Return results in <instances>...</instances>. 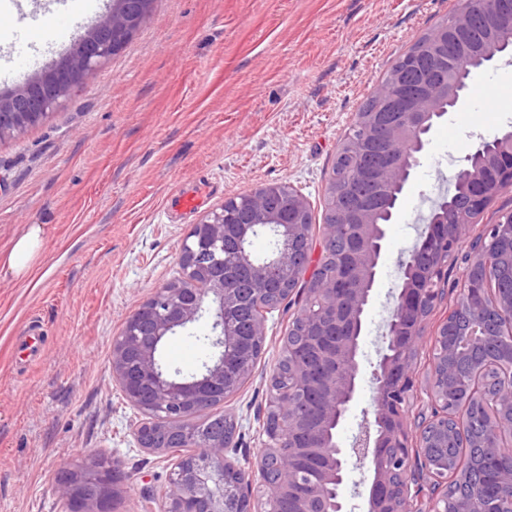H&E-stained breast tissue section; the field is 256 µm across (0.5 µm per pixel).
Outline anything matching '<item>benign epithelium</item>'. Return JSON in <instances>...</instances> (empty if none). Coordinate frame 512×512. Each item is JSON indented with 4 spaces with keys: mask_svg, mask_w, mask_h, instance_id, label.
<instances>
[{
    "mask_svg": "<svg viewBox=\"0 0 512 512\" xmlns=\"http://www.w3.org/2000/svg\"><path fill=\"white\" fill-rule=\"evenodd\" d=\"M154 0H137L131 12L127 0H112L108 12L92 26L78 27L72 49L8 95L0 96V140L18 137L83 86L90 74L103 67L147 21ZM484 15L476 21L470 7L458 8L447 24L418 45L410 46L394 63L389 78L379 83L370 97L372 107L360 113L349 139L339 146V157L359 164L358 185L344 188L333 177L328 188L332 224L353 235L347 272L317 281L305 289L319 305L309 315V328L327 343L319 358L325 365L312 382L302 367L293 366L291 383L270 395L265 421L266 455L252 466L238 465L226 455L230 441L213 439L204 453L176 461L163 495V512H277L283 497L295 501V512H343L337 488L343 484L347 457L371 462V477L364 492L363 512H442L432 498L418 507L421 475L412 469L410 454L425 464L426 474L444 485L462 484L467 474L455 463L441 469L429 464L430 449L448 440L455 430L448 417L429 418L416 426L407 420L413 397L415 363L426 319L442 303L448 261L468 236L471 224L500 193L512 189V131L482 141L466 157V166L455 174L463 186L465 206L457 208L454 195L434 206L426 236L416 248L400 257L401 280L395 307L386 327L383 354L376 369L373 423L364 426L353 447L344 448L333 437L356 398L360 340L364 315L373 290L386 232L380 218L392 221L398 196L385 197L380 188L389 184L404 189L429 144L435 125L449 112L459 110L466 96L464 81L435 75V64L452 58L462 74L473 75L491 65L512 46V0H475ZM278 196L282 209H272L268 199ZM249 216L233 210L236 199L207 214L183 241L180 263L182 283L177 288L157 286L128 317L123 332L112 343V374L137 408L152 410L147 430L135 428L139 445L156 453H169L170 432L156 425L183 414L204 412L234 395L249 379L252 365L239 363L234 349L236 326L231 313L238 305V288L224 278V251L252 281L256 310L253 336L266 342V306L272 294L271 276L288 271V279L306 281L313 239L309 232L307 200L281 183H264L248 193ZM262 233L273 236L269 256L258 260L251 253L253 240ZM512 243V213L487 225L480 239L471 241L462 289L432 336L434 356L428 375L431 406L448 403V393L458 388L453 381L451 359L455 346L448 344V319L462 307L469 308L470 324H479L483 307L478 270L499 264V247ZM212 319L209 345L214 356L189 379L162 368L159 351L165 340L204 317ZM315 397L318 413L310 433V448L317 465L302 471V449L292 444L303 417L291 412L300 394ZM484 443L487 454L497 453L495 437L512 438V379L500 385L492 401V414ZM277 474L262 481L264 493L253 501L247 489L268 464ZM124 478L108 458L97 455L81 461V467L61 468L56 490L69 512H111L114 498L122 494Z\"/></svg>",
    "mask_w": 512,
    "mask_h": 512,
    "instance_id": "benign-epithelium-1",
    "label": "benign epithelium"
}]
</instances>
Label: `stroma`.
Instances as JSON below:
<instances>
[{
  "label": "stroma",
  "mask_w": 512,
  "mask_h": 512,
  "mask_svg": "<svg viewBox=\"0 0 512 512\" xmlns=\"http://www.w3.org/2000/svg\"><path fill=\"white\" fill-rule=\"evenodd\" d=\"M459 0H156L131 41L83 87L20 137L0 140V254L28 225L48 233L30 282L0 274V512H64L59 467L102 454L126 477L114 512H161L174 462L141 448L143 415L112 376V343L153 289L181 276L194 224L262 183L308 201L312 239L338 144L396 58ZM0 34V93L58 60L62 49ZM497 102L501 121L484 109ZM512 129V60L470 82L462 110L435 127L401 197L378 265L360 341V389L338 428L350 447L371 419L374 371L399 283L398 260L419 239L441 180L475 145ZM190 213L170 205L201 181ZM293 310L269 315L251 378L218 409L238 423L229 456L256 462L267 386ZM46 338L35 361L15 338L29 321ZM200 320L170 337L165 363L199 370L211 350Z\"/></svg>",
  "instance_id": "1"
}]
</instances>
